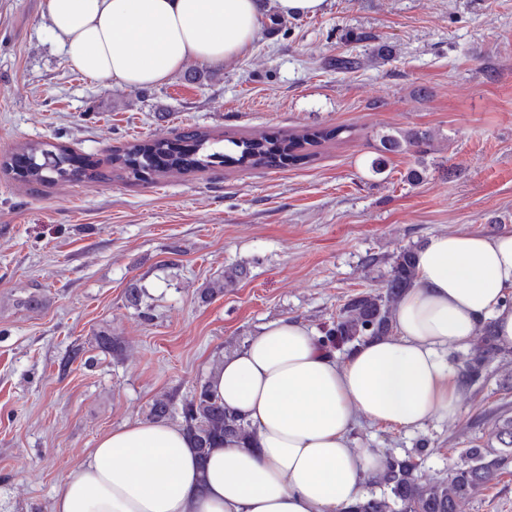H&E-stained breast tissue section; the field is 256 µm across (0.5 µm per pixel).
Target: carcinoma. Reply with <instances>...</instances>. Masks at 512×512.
I'll use <instances>...</instances> for the list:
<instances>
[{
    "instance_id": "1",
    "label": "carcinoma",
    "mask_w": 512,
    "mask_h": 512,
    "mask_svg": "<svg viewBox=\"0 0 512 512\" xmlns=\"http://www.w3.org/2000/svg\"><path fill=\"white\" fill-rule=\"evenodd\" d=\"M342 129H309L288 136L254 134L234 139L223 133L188 128L174 139L134 140L127 143L113 162L132 176L145 170L154 174L176 170L192 173L228 161L246 168L281 167L300 159L306 146L338 137ZM432 136L414 129L380 136V156L371 163L379 173L385 155L421 153L430 146ZM0 168L19 173L29 183L43 186L59 182L94 180L97 172L89 163H79L63 146L51 143H27L0 162ZM415 248H405L391 257L390 271L382 291L363 292L349 299L336 313L323 342L341 349L369 338L386 336L392 330V309L411 286L415 276ZM500 348L494 340L492 324L481 322L478 343L460 367L461 383L467 387L478 382ZM183 427L195 448L200 469H205L211 451L223 445L224 438L250 437L249 425L216 400L207 384L182 409ZM497 438L502 447L476 445L466 449L463 460L448 471V476L424 481L414 456L390 455L384 470L376 477L380 494L372 493L350 505L345 512H461V504L488 487L512 463V421L505 422Z\"/></svg>"
}]
</instances>
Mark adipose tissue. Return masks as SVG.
<instances>
[{"label": "adipose tissue", "mask_w": 512, "mask_h": 512, "mask_svg": "<svg viewBox=\"0 0 512 512\" xmlns=\"http://www.w3.org/2000/svg\"><path fill=\"white\" fill-rule=\"evenodd\" d=\"M325 0H47L48 36L74 70L130 89L162 85L191 60L221 63L253 42L264 15H312ZM392 336L337 360L302 319L262 326L209 377L249 424L206 470L183 427L133 422L101 436L63 479L54 512H345L385 464L354 446L359 420L417 429L461 407L448 352L491 321L512 350V233L436 234Z\"/></svg>", "instance_id": "1"}]
</instances>
